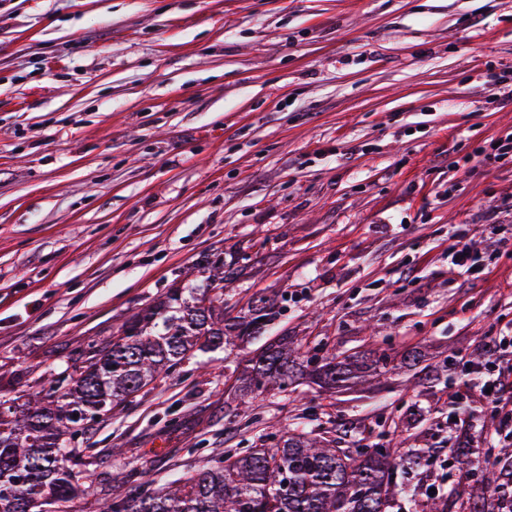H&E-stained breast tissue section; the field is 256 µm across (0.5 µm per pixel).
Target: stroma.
I'll return each mask as SVG.
<instances>
[{
    "label": "stroma",
    "instance_id": "obj_1",
    "mask_svg": "<svg viewBox=\"0 0 512 512\" xmlns=\"http://www.w3.org/2000/svg\"><path fill=\"white\" fill-rule=\"evenodd\" d=\"M507 68L512 0H0V396L237 255L230 315L277 295L269 335L383 351L385 389L245 405L235 360L198 351L78 447L160 485L272 427L323 431L327 404L340 448L395 418L424 457L389 512H420L454 483L450 400L474 447L512 448L470 371L512 336V159L475 153L512 134V97L488 98ZM458 224L480 277L452 262Z\"/></svg>",
    "mask_w": 512,
    "mask_h": 512
}]
</instances>
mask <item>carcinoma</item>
<instances>
[{"label": "carcinoma", "mask_w": 512, "mask_h": 512, "mask_svg": "<svg viewBox=\"0 0 512 512\" xmlns=\"http://www.w3.org/2000/svg\"><path fill=\"white\" fill-rule=\"evenodd\" d=\"M239 259L208 258L203 288L174 285L126 319L110 337L78 346L66 369L34 394L0 398V512H387L396 495L392 471L417 456L401 452L399 426L387 445L338 448L336 440L295 427L269 446L211 457L154 489L146 473L121 468L95 476L96 457L72 441L86 427L126 406L157 377L173 374L196 351L243 352V397L287 398L302 379L331 390L350 383L380 387L395 366L375 349L336 354L317 342L303 346L284 333L247 350L277 316L275 299L255 292L241 315L224 314V290ZM497 465L483 468L489 496L477 501L449 491L455 512H498L491 492L503 485Z\"/></svg>", "instance_id": "1"}]
</instances>
